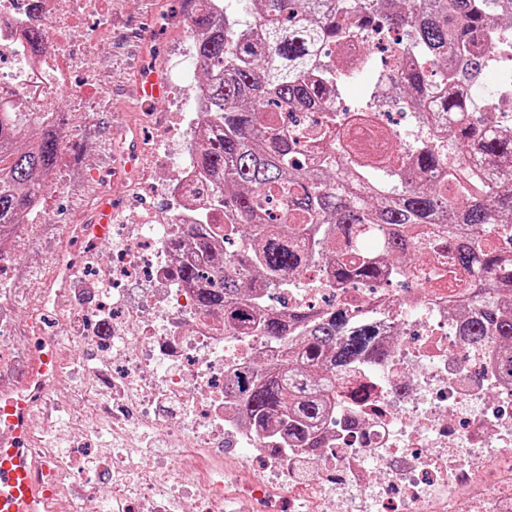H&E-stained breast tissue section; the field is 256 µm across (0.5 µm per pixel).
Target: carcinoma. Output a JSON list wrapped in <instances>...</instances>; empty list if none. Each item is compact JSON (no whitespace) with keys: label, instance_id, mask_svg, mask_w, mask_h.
Returning <instances> with one entry per match:
<instances>
[{"label":"carcinoma","instance_id":"obj_1","mask_svg":"<svg viewBox=\"0 0 512 512\" xmlns=\"http://www.w3.org/2000/svg\"><path fill=\"white\" fill-rule=\"evenodd\" d=\"M208 100L194 135L197 180L219 187L196 211L188 247L171 270L194 290L201 312L224 330L288 342V357L237 374L232 394L254 427L289 452L321 447L322 424L336 409V372L376 361V332L345 309L285 315L262 290L289 287V276L322 265L338 288L368 286L390 268L380 254L415 262L431 226L476 282L448 300L471 347L489 342L512 376V251L497 225L512 220V129L476 119L493 106L468 95L498 49L512 47V0H186ZM358 25L401 33L431 62L394 76L395 97L422 113L432 130L404 162L401 186L382 190L376 173L391 164L389 133L364 108L336 110V62L346 31ZM288 112H322L305 140ZM21 112H0V240L40 209L63 141L62 120L22 139ZM318 160L301 166L308 149ZM473 166L479 193L462 195L448 150ZM386 224L379 248L360 226Z\"/></svg>","mask_w":512,"mask_h":512}]
</instances>
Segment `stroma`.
Returning a JSON list of instances; mask_svg holds the SVG:
<instances>
[{
	"mask_svg": "<svg viewBox=\"0 0 512 512\" xmlns=\"http://www.w3.org/2000/svg\"><path fill=\"white\" fill-rule=\"evenodd\" d=\"M184 15V0H112V43L95 60L94 82L77 73L57 94L56 106L73 135L62 144L46 193L50 217L37 228L40 247L28 252L26 237L18 238L15 251L22 260L4 273L9 287L37 289L50 280L63 228L92 213L97 189L108 187L113 197L126 199L124 220L133 224L135 207L153 182L170 175V165L149 149L159 135L155 116L182 118L201 77L199 66L185 60L187 34L177 23ZM147 67L167 79L160 101L137 94ZM77 91L90 99L88 110L72 109Z\"/></svg>",
	"mask_w": 512,
	"mask_h": 512,
	"instance_id": "1",
	"label": "stroma"
}]
</instances>
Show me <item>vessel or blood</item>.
<instances>
[{
	"label": "vessel or blood",
	"instance_id": "1",
	"mask_svg": "<svg viewBox=\"0 0 512 512\" xmlns=\"http://www.w3.org/2000/svg\"><path fill=\"white\" fill-rule=\"evenodd\" d=\"M112 205L101 202L91 231L99 242L110 238ZM54 345L41 342L22 372V382L0 393V512H53L54 490L44 479V463L30 451L28 419L34 407L28 392L46 389L57 370Z\"/></svg>",
	"mask_w": 512,
	"mask_h": 512
}]
</instances>
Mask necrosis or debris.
Instances as JSON below:
<instances>
[{
	"mask_svg": "<svg viewBox=\"0 0 512 512\" xmlns=\"http://www.w3.org/2000/svg\"><path fill=\"white\" fill-rule=\"evenodd\" d=\"M112 13V0H0V106L47 113L74 71L93 74L105 45L72 50L70 34ZM39 26L32 49L24 35ZM194 186L188 159L154 191L172 197L166 214L112 227L116 262L102 266L85 235L68 260L73 286L47 329L41 313L10 316L16 289L0 287V390L12 389L19 350L41 336L58 343V376L46 394L57 418L30 417L32 447L62 493L58 512H512V378L490 346H465L447 297L422 284L448 271V290L469 271L434 258L410 270L406 287L379 281L338 288L309 268L280 289L278 307L348 308L371 320L384 352L336 382L339 400L316 456L285 455L231 410L224 383L251 358L280 349L265 336L226 333L172 284L170 238L187 220L178 204ZM83 349L70 356L72 345ZM235 454L232 469L212 456Z\"/></svg>",
	"mask_w": 512,
	"mask_h": 512,
	"instance_id": "1",
	"label": "necrosis or debris"
}]
</instances>
